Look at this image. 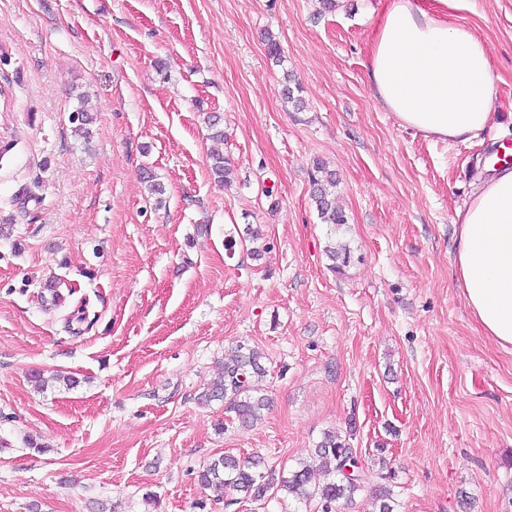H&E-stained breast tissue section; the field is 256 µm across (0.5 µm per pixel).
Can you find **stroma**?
Wrapping results in <instances>:
<instances>
[{"label":"stroma","mask_w":512,"mask_h":512,"mask_svg":"<svg viewBox=\"0 0 512 512\" xmlns=\"http://www.w3.org/2000/svg\"><path fill=\"white\" fill-rule=\"evenodd\" d=\"M384 7L0 0V512H318L235 502L196 473L227 452L289 470L329 430L396 512H512V348L483 335L454 273L455 211L488 144L424 138L378 105L364 63ZM460 19L512 114V0H469ZM287 72L305 111L281 98ZM83 91L86 139L70 121ZM209 113L229 132L227 188L207 167ZM316 158L348 217L340 273L310 200ZM248 224L257 261L224 247ZM238 341L264 353L272 401L248 430L197 401ZM37 370L62 379L35 389Z\"/></svg>","instance_id":"stroma-1"}]
</instances>
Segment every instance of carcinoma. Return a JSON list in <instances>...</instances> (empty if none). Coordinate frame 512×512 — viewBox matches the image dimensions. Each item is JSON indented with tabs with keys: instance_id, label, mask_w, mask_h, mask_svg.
I'll return each mask as SVG.
<instances>
[{
	"instance_id": "obj_1",
	"label": "carcinoma",
	"mask_w": 512,
	"mask_h": 512,
	"mask_svg": "<svg viewBox=\"0 0 512 512\" xmlns=\"http://www.w3.org/2000/svg\"><path fill=\"white\" fill-rule=\"evenodd\" d=\"M281 95L295 111L304 110L302 87L288 73L283 76ZM77 99L80 107L73 112L71 122L75 124V132L86 138L90 135L92 117L85 109L86 94H78ZM208 159L209 173L214 182L232 185L234 171L224 154L212 152ZM144 182L148 193L156 197V205H162L165 190L157 175L146 171ZM336 184V173L322 160H313L311 200L321 223L330 227L331 242L326 246V253L331 261V270L341 273L351 262V250L339 240L347 218L336 205V196L331 192ZM261 360L262 354L255 348L243 343L235 344L228 350L218 376L199 393L198 402L208 406L215 401H224L241 427L256 425L263 419L264 411L269 409L268 398L251 385L252 378L265 373ZM314 458L312 463L302 462L288 473L278 474L271 469H263L259 460H241L224 455L203 466L197 472V479L203 486H222L252 500H262L270 491L299 503L316 499L320 512H336L338 506L353 503L355 496L366 490L368 480L361 463L348 442L337 432L324 433L314 448ZM371 498L374 512H394L390 488L378 487Z\"/></svg>"
}]
</instances>
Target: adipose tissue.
<instances>
[{"mask_svg":"<svg viewBox=\"0 0 512 512\" xmlns=\"http://www.w3.org/2000/svg\"><path fill=\"white\" fill-rule=\"evenodd\" d=\"M463 0H388L365 64L381 106L427 138L469 143L495 125L484 41L458 17ZM458 209L456 279L485 335L512 345V165L478 174Z\"/></svg>","mask_w":512,"mask_h":512,"instance_id":"adipose-tissue-1","label":"adipose tissue"}]
</instances>
